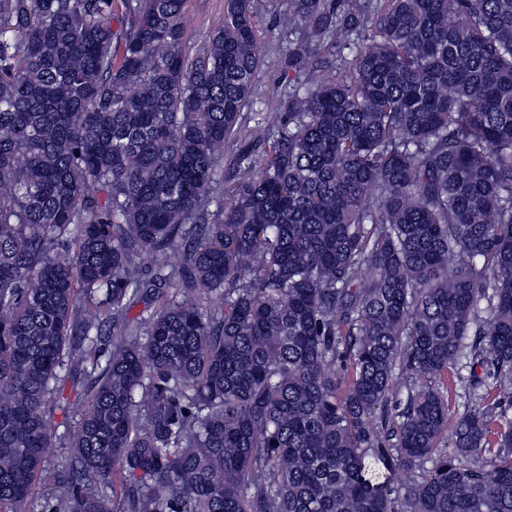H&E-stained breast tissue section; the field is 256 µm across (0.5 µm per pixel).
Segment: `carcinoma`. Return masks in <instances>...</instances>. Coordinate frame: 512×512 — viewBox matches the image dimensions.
<instances>
[{
	"label": "carcinoma",
	"instance_id": "carcinoma-1",
	"mask_svg": "<svg viewBox=\"0 0 512 512\" xmlns=\"http://www.w3.org/2000/svg\"><path fill=\"white\" fill-rule=\"evenodd\" d=\"M186 2L0 0V512H512V0H288L260 144ZM294 74L281 65L261 67L255 77L251 103L242 115V123L247 130L260 133L265 127L278 123L279 114L275 112H286L284 102L289 87L294 84ZM263 117H268V120H262ZM471 372L470 367L466 366L463 362L457 363L449 370L448 378L451 379L452 383L456 384V386L450 390L448 396L451 415L455 416L457 414L466 413L479 405L480 407L489 408L494 419L493 428L496 429L498 426L504 427L506 423L512 422V402L506 400H502V402H499L500 400L493 401L490 398L485 401H480L472 398V395L469 396L467 387ZM457 376L463 380V383L458 382ZM464 385L467 386L466 390H464Z\"/></svg>",
	"mask_w": 512,
	"mask_h": 512
}]
</instances>
